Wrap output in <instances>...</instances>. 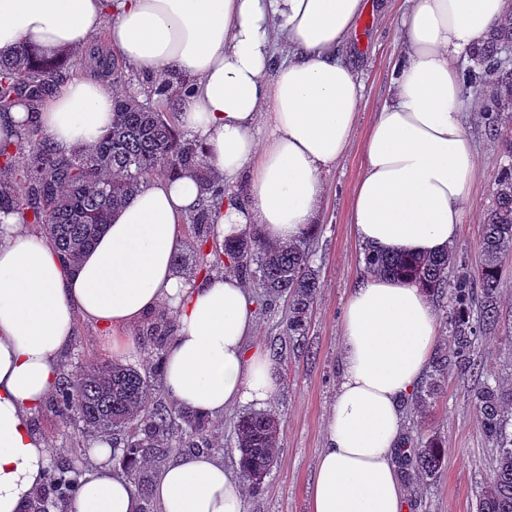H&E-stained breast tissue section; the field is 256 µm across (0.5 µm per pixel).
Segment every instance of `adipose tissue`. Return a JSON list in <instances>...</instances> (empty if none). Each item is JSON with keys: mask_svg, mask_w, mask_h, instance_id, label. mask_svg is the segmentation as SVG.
Returning <instances> with one entry per match:
<instances>
[{"mask_svg": "<svg viewBox=\"0 0 512 512\" xmlns=\"http://www.w3.org/2000/svg\"><path fill=\"white\" fill-rule=\"evenodd\" d=\"M404 42L388 95L363 142L351 203L357 241L371 250L430 255L451 245L471 202L475 149L462 123L458 60L512 13V0H406ZM365 0H0V56L19 44L51 54L103 37L144 74L194 79L176 95L180 127L203 143L229 191L213 208L214 249L256 226L290 243L312 230L323 175L344 156L364 86L341 53ZM291 48L275 63L272 33ZM110 79L73 77L37 115L0 113V143L36 121L61 154L90 149L112 127ZM266 138H259L260 128ZM246 180L244 197L230 191ZM203 196L195 171L153 178L119 212L73 270L17 215L0 222V512H27L49 463L33 416L60 378L59 356L78 319L113 353L131 355L128 332L159 311L176 327L163 386L178 406L219 417L270 402V354L248 347L256 301L239 277L191 279L174 257L180 226ZM439 322L427 292L407 277L370 275L352 288L341 321L342 379L314 481L310 512H405L394 463L403 401L426 373ZM161 512H243L222 463L183 456L158 477ZM73 512H140L128 477L86 472Z\"/></svg>", "mask_w": 512, "mask_h": 512, "instance_id": "1", "label": "adipose tissue"}]
</instances>
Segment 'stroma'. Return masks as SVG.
Wrapping results in <instances>:
<instances>
[{
  "label": "stroma",
  "instance_id": "35a3bbf8",
  "mask_svg": "<svg viewBox=\"0 0 512 512\" xmlns=\"http://www.w3.org/2000/svg\"><path fill=\"white\" fill-rule=\"evenodd\" d=\"M405 0H367V7L348 41L347 55L364 84L358 124L349 147L336 167L325 172V195L317 232L308 245L321 288L303 338L304 348L277 360L279 393L272 402L281 417V452L261 489L246 491L243 512H309L308 490L316 473L317 456L341 379V320L350 288L366 275L364 249L350 224L353 189L362 173L363 142L369 124L382 106L390 69L400 44V18ZM464 125L477 153L472 201L453 243L458 263L475 266L483 215L490 206L503 166L512 162L506 146L512 128L490 138L481 127L478 109L464 108ZM499 331L479 344L478 356L486 371L512 386V256L504 264ZM111 349L96 327L79 320L72 345L60 356L63 373L89 360L112 359ZM474 380L450 370L438 398L424 411L406 407L403 431L423 428L446 441L448 458L437 478L427 486L407 484L412 506L407 512H475L476 500L490 481L495 450L485 439L470 399ZM37 432L54 456L82 453L87 468L101 467L94 456L95 438L82 437L77 426L61 428L49 410L33 418Z\"/></svg>",
  "mask_w": 512,
  "mask_h": 512
}]
</instances>
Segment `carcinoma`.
Segmentation results:
<instances>
[{
    "label": "carcinoma",
    "mask_w": 512,
    "mask_h": 512,
    "mask_svg": "<svg viewBox=\"0 0 512 512\" xmlns=\"http://www.w3.org/2000/svg\"><path fill=\"white\" fill-rule=\"evenodd\" d=\"M512 48V21L498 23L487 41L472 53L463 69L464 89L493 92L479 105V117L489 133L509 122L512 112V65L505 53ZM78 66L112 75L125 84L124 67L113 55L91 49L78 56ZM70 78L69 70L45 59L25 44L0 57V112L22 101L31 113ZM170 82L165 73L144 76L138 88L116 94L114 120L91 150L59 155L46 144L39 126L31 122L11 150L0 146V212H12L35 224L56 250L62 264L74 269L104 233L112 214L125 206L140 186L153 177L176 178L193 169L206 191L198 208L187 216L194 235L198 265L174 258L176 269L191 277L232 272L258 289L261 306L288 299L284 335L299 341L305 334L320 288L309 263L307 241L269 245L249 232L224 244V253H204L211 235L210 212L224 202V184L211 170L202 143L190 139L169 111ZM512 252V164L503 168L491 207L483 217L480 259L474 269L463 268L453 279L456 263L451 249L432 256L405 257L365 250L369 273L406 276L434 295L448 296L451 332L449 350L434 353L425 384L416 388L414 405L422 409L442 390L448 371L480 373L474 358L478 341L498 330L503 258ZM175 328V319L160 312L139 330L141 345L153 361V371L140 372L120 361L90 362L75 376L62 377L49 405L65 426L76 419L86 433L112 434V463L137 483L143 497L141 512H154L149 465L182 446L197 452L213 450L217 428L205 416L162 401L161 365ZM483 435L497 448L490 483L479 495L476 512H512V387L483 381L471 393ZM234 445L243 476L260 487L280 453V420L270 410L242 414L234 422ZM448 448L424 430L408 435L397 449L403 481L434 480ZM85 473L80 461L58 460L47 469L45 482L34 494L29 512H42L45 499L68 502Z\"/></svg>",
    "instance_id": "obj_1"
}]
</instances>
